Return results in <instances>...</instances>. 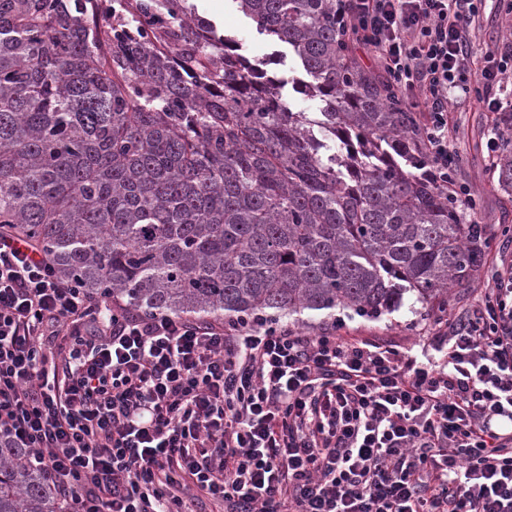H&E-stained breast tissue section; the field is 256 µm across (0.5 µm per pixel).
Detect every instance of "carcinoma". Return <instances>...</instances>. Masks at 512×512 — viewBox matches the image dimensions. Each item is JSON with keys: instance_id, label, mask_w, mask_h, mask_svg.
Segmentation results:
<instances>
[{"instance_id": "cac0c4a2", "label": "carcinoma", "mask_w": 512, "mask_h": 512, "mask_svg": "<svg viewBox=\"0 0 512 512\" xmlns=\"http://www.w3.org/2000/svg\"><path fill=\"white\" fill-rule=\"evenodd\" d=\"M233 2L320 111L187 0H0V225L137 313L378 318L412 292L448 316L490 243L422 176L419 117L336 0ZM495 172L512 193V151ZM0 512H63L28 448L0 445Z\"/></svg>"}]
</instances>
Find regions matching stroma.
Segmentation results:
<instances>
[{"label": "stroma", "mask_w": 512, "mask_h": 512, "mask_svg": "<svg viewBox=\"0 0 512 512\" xmlns=\"http://www.w3.org/2000/svg\"><path fill=\"white\" fill-rule=\"evenodd\" d=\"M199 15L211 21L219 34L238 39L241 52L246 57L267 58L269 74L286 82L282 90L291 107L307 112L317 111L319 104L295 92L291 79L303 77L299 59L283 44H273L259 35L252 20L241 12L234 0H193ZM512 41V16L504 12L502 0H485L479 25L473 32L472 41L477 54L501 48ZM492 124L486 112L477 101L464 106H453L449 114L448 139L461 162L455 179L467 186L477 200L475 218L482 224H500L503 210L512 211V196L501 190L495 179L488 175L489 164L486 142ZM494 257L486 267L480 280L466 288L451 291L457 304L455 315H462L478 304L485 288L491 287L495 272L502 264L512 261V243L496 239ZM287 324L294 331L317 333L326 326L335 327L338 335L344 337H369L383 344L411 354L421 362L435 365L444 364L446 353L437 348L433 338L441 326L434 311L417 302L414 294H405L401 306L394 312L377 319L348 316L346 311H306L289 317Z\"/></svg>", "instance_id": "1"}]
</instances>
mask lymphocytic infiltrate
<instances>
[{
  "label": "lymphocytic infiltrate",
  "instance_id": "lymphocytic-infiltrate-1",
  "mask_svg": "<svg viewBox=\"0 0 512 512\" xmlns=\"http://www.w3.org/2000/svg\"><path fill=\"white\" fill-rule=\"evenodd\" d=\"M344 2L422 115L424 178L468 200L448 104L512 112V43L474 63L483 0ZM448 329L436 366L330 330L135 314L0 226V441L66 512H512V267Z\"/></svg>",
  "mask_w": 512,
  "mask_h": 512
}]
</instances>
